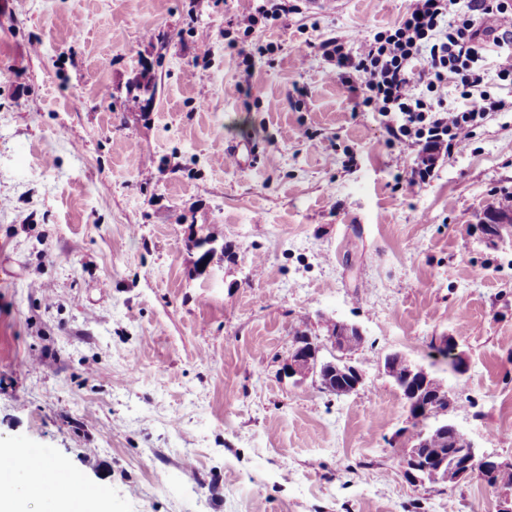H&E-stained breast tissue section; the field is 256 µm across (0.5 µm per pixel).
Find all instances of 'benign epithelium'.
Returning a JSON list of instances; mask_svg holds the SVG:
<instances>
[{"instance_id":"benign-epithelium-1","label":"benign epithelium","mask_w":512,"mask_h":512,"mask_svg":"<svg viewBox=\"0 0 512 512\" xmlns=\"http://www.w3.org/2000/svg\"><path fill=\"white\" fill-rule=\"evenodd\" d=\"M351 339L361 344L365 341L359 327L338 320L333 322L329 331L326 332V336H324V340L338 353L346 351V344ZM439 348L448 351L454 361L456 370L462 371L466 368L465 354L458 350V343L454 337H442L439 341ZM319 351L320 345L316 339L310 337L294 339L285 366V374L295 379L297 384L302 383L314 374L319 378L321 389L330 394L338 395L340 391L331 382V373L336 369H341L351 376V387L345 391V394L349 395L355 392L363 383L362 371L340 359L322 362L319 360ZM404 377L406 382L402 396L405 401L408 420L411 422L425 420V417L430 415L431 408V398L427 397L426 393L431 391L436 378L417 365L409 366ZM447 430L453 433L456 447L460 448L457 458L464 460L461 465V477L466 479L474 472L479 473L487 485L498 490L496 512H512V463L499 462L488 456H478L474 444L451 423L444 425L438 420L434 422L426 420V425L416 436V443L412 447L404 449L402 453L401 464L405 476L413 482H419L421 476L428 474L434 468H442L448 465V460L445 459L440 462L427 456L424 451V447L437 434Z\"/></svg>"}]
</instances>
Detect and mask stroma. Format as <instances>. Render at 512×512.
Segmentation results:
<instances>
[{
  "label": "stroma",
  "mask_w": 512,
  "mask_h": 512,
  "mask_svg": "<svg viewBox=\"0 0 512 512\" xmlns=\"http://www.w3.org/2000/svg\"><path fill=\"white\" fill-rule=\"evenodd\" d=\"M290 3L248 34L258 0H0V452L21 474L48 449L104 512H495L479 478L407 481L384 363L444 380L449 421L512 460V234L480 230L512 197V112L402 193L415 151L318 46L409 0ZM329 319L365 336L346 396L282 373Z\"/></svg>",
  "instance_id": "stroma-1"
}]
</instances>
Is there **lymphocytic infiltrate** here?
Listing matches in <instances>:
<instances>
[{
    "instance_id": "obj_1",
    "label": "lymphocytic infiltrate",
    "mask_w": 512,
    "mask_h": 512,
    "mask_svg": "<svg viewBox=\"0 0 512 512\" xmlns=\"http://www.w3.org/2000/svg\"><path fill=\"white\" fill-rule=\"evenodd\" d=\"M458 0H411L407 12L388 28L348 52L341 36L324 40L323 57L349 93L380 116L397 115L389 125L399 151L415 147L418 163L399 181L404 193L431 178L441 158L463 151L475 125L503 104L491 100L483 65L487 46L498 49V78L512 76V10L504 0H470L457 13ZM455 83L464 106L429 101L447 83Z\"/></svg>"
}]
</instances>
